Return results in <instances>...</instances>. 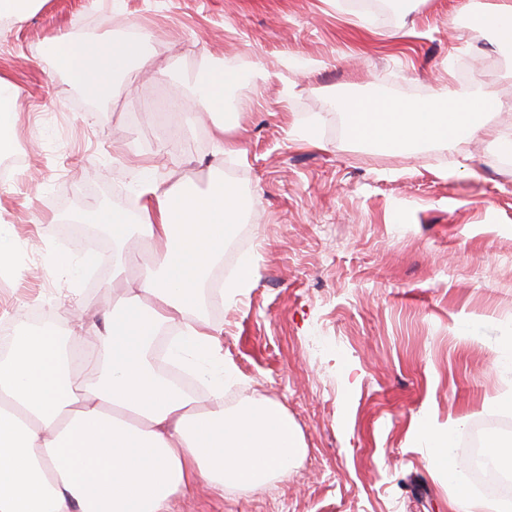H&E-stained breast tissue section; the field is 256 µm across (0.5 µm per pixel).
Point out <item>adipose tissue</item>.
Masks as SVG:
<instances>
[{"mask_svg":"<svg viewBox=\"0 0 512 512\" xmlns=\"http://www.w3.org/2000/svg\"><path fill=\"white\" fill-rule=\"evenodd\" d=\"M471 24L512 56V0H493ZM46 51L94 96L117 80L133 85L150 64L138 39L61 36ZM242 77L235 67H208L174 97L202 103L231 127L238 114L224 102ZM504 108L488 86L444 90L433 105L402 110L388 108L377 91L348 108L347 126L366 144L414 149L464 141ZM141 190V224L117 208L80 216L81 223L104 225L119 267L139 272L135 287L100 314L92 341L75 347L83 323L73 315L66 336L50 325L23 326L0 351V512H172L193 485L253 491L287 477L304 454L277 403L245 399L225 407L230 370L215 360L214 335L189 320L242 222L236 189L220 180L200 193L146 169ZM171 329L177 335L170 362L189 369L205 395L154 369L150 349ZM77 372L87 381L75 384Z\"/></svg>","mask_w":512,"mask_h":512,"instance_id":"adipose-tissue-1","label":"adipose tissue"}]
</instances>
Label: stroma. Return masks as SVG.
<instances>
[{
  "mask_svg": "<svg viewBox=\"0 0 512 512\" xmlns=\"http://www.w3.org/2000/svg\"><path fill=\"white\" fill-rule=\"evenodd\" d=\"M350 2L44 0L24 23L0 25L24 160L0 178V221L18 235L0 310L17 324L41 313L66 329L60 316L76 302L57 252L78 257L83 245L57 219L108 205L138 221L139 165L169 183L204 190L224 179L238 191L243 241L211 279L248 254L254 283L202 309L233 369L224 403H279L306 454L288 478L221 495L200 485L174 512H448L453 490L417 428H453L452 452L467 461L472 429L503 415L497 400L512 392V364L497 353L512 334V157L487 131L446 148L383 150L354 141L343 110L375 89L401 109L487 83L512 102V64L484 76L497 52L467 18L492 0H409L383 18ZM142 30L154 35L152 67L100 98L43 51L61 34ZM209 63L268 77L230 93L234 129L218 134L183 109L182 141L161 148L153 101ZM79 288L88 337L120 281L107 264Z\"/></svg>",
  "mask_w": 512,
  "mask_h": 512,
  "instance_id": "stroma-1",
  "label": "stroma"
}]
</instances>
